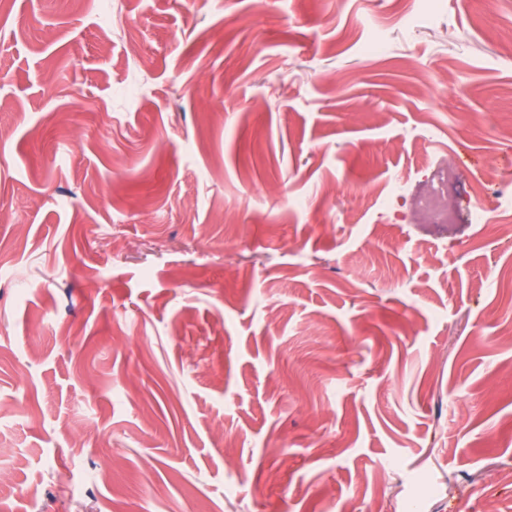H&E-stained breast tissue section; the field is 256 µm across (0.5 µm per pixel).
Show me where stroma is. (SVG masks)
<instances>
[{
	"mask_svg": "<svg viewBox=\"0 0 512 512\" xmlns=\"http://www.w3.org/2000/svg\"><path fill=\"white\" fill-rule=\"evenodd\" d=\"M121 3L0 0V512H512V0Z\"/></svg>",
	"mask_w": 512,
	"mask_h": 512,
	"instance_id": "stroma-1",
	"label": "stroma"
}]
</instances>
